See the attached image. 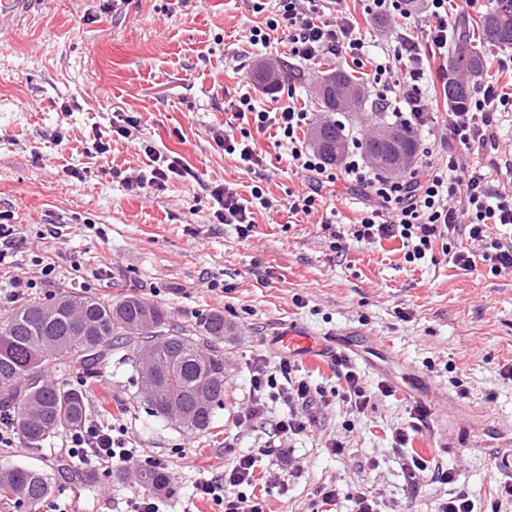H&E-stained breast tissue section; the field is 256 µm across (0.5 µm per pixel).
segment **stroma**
I'll return each mask as SVG.
<instances>
[{
  "label": "stroma",
  "instance_id": "obj_1",
  "mask_svg": "<svg viewBox=\"0 0 512 512\" xmlns=\"http://www.w3.org/2000/svg\"><path fill=\"white\" fill-rule=\"evenodd\" d=\"M366 0H345L361 22L369 54L394 32L419 33L427 24L425 4L405 14L366 19ZM253 0H0V224H16L23 236L17 257L25 276L40 268L26 240L47 223L61 225V238L44 248L62 267L53 287L33 293L49 300L58 291L88 292L105 299L141 295L158 302L171 326L194 324L219 310L235 327L224 339V409L209 434L151 416L131 383L128 349L116 346L92 380L89 404L124 410L134 447L167 458L179 480L162 492V512H218L194 499L198 480L223 473L242 454L263 445L270 423L238 427L236 410L249 394L248 364L259 354L277 358L269 339L289 324L322 336L355 330L415 364L467 416L455 420L463 445L433 448L416 435L412 448L456 470L460 485L479 512L490 506L504 476L489 454L512 439V382L499 375L512 364V275L467 274L442 251L417 264L404 260L399 241L347 244L335 252L324 218L335 227L360 217L362 192L343 185L324 188L317 214L288 210L289 194L305 193L308 180L296 171L274 130L256 135L264 163L244 169L225 154L213 134L240 124L228 105L246 93L270 110L291 103L311 122L323 120L316 83L323 71L341 67L364 78L369 64L343 55L302 63L280 41L253 46L249 30L261 24ZM288 70L278 91L253 83L255 65ZM136 118L130 137L118 136V117ZM111 149L99 155L95 136ZM178 158L183 176L165 190L136 194L123 178L145 169L140 147ZM226 184L241 198L262 185L271 208L253 204L251 237L234 225L215 223L212 191ZM111 272L96 277L98 267ZM218 281L210 290L209 281ZM409 405L395 395L371 402L364 413L330 405L316 414L304 436L290 447L273 448L257 459L252 491L266 512H319L318 487H335V512H354L359 494L373 495L382 512H434L447 485L426 480L410 489L392 446V433L408 419ZM342 439L336 453L328 440ZM10 456L53 476L45 512H64L72 478L60 438L42 451L10 449ZM298 459L299 476L287 488L270 475L286 473ZM88 501L108 497L115 512L140 491L137 473L89 471Z\"/></svg>",
  "mask_w": 512,
  "mask_h": 512
}]
</instances>
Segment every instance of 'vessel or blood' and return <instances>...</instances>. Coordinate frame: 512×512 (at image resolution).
I'll return each instance as SVG.
<instances>
[{"label": "vessel or blood", "mask_w": 512, "mask_h": 512, "mask_svg": "<svg viewBox=\"0 0 512 512\" xmlns=\"http://www.w3.org/2000/svg\"><path fill=\"white\" fill-rule=\"evenodd\" d=\"M485 166L493 178L512 185V154L497 148L494 141H486L481 149ZM280 351L291 357L304 360L333 358L337 350H344L358 356L366 367L385 379H399V391L411 405H422L429 409L435 428L432 444L444 447V425L448 421V410L442 407L439 400L431 399L424 381L415 377L412 367H404L402 372H395V359L389 353L378 348L367 346L354 340L349 332L339 330L327 338L313 336L306 329L297 325H289L287 333L276 341Z\"/></svg>", "instance_id": "vessel-or-blood-1"}]
</instances>
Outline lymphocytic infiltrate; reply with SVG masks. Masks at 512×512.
<instances>
[{
    "instance_id": "lymphocytic-infiltrate-1",
    "label": "lymphocytic infiltrate",
    "mask_w": 512,
    "mask_h": 512,
    "mask_svg": "<svg viewBox=\"0 0 512 512\" xmlns=\"http://www.w3.org/2000/svg\"><path fill=\"white\" fill-rule=\"evenodd\" d=\"M342 2L269 0L265 24L250 29L249 41L255 46L268 45L272 33L284 26L288 29V52L301 62L323 56L364 57L366 38L358 21L342 9ZM425 13L429 24L424 37L396 33L383 49L381 58L371 62L370 86L377 110L414 128L427 127L433 119L422 82L427 57L448 50V0H426ZM230 107L238 119L244 120L245 126L236 135L216 132L214 140L223 146L225 153L237 156L247 171L256 170L263 158L254 148L253 135L272 127L287 144L296 169L307 174L309 189L292 197L289 202L292 213H313L323 188L341 181L349 188H363L368 206L357 222L339 231V239L357 244L400 241L405 250L404 259L409 263L424 259L438 247L466 273L512 274V194L492 188L486 167L452 157L442 165L428 164L425 172L410 179L394 181L372 171L363 160L361 142L355 137L342 166L334 170L297 137L298 130L309 123L305 110L291 105L273 111L260 109L246 94L232 100ZM500 112H512V96L502 93L492 79L478 95L470 98L465 111L450 113L451 139L463 150L480 149ZM144 152L151 166L149 170L125 176L128 190L160 191L171 179L181 176L177 161L156 154L150 146ZM214 196L219 204L214 212L217 223L235 225L241 238L250 237L254 221L238 193L224 186L215 188ZM17 233L14 225H0V271L10 273L0 295L12 303L21 301L36 288L51 286L61 276L54 259L48 255L40 259L39 278L15 274L12 259ZM335 364L341 382L339 399L350 411L364 412L373 399L394 396L393 387L387 383H378L373 388L366 386L348 358H336ZM279 401L287 402L288 412L276 421L275 436L285 446L306 433L314 420V410L329 403L330 398L326 390L305 377L299 361L288 358L273 361L258 356L251 364L248 403L239 413L238 424L247 427L263 419L271 404ZM428 417V409L410 408L407 425L392 434L409 486L417 487L428 477L435 479L450 487L436 512H476L474 501L459 487L456 472L443 468L435 459L408 451L412 434L427 428ZM124 433V428L90 415L80 429L63 434L62 445L68 460L93 459L109 470L127 466L137 456L136 449L128 447ZM255 463L253 454L239 456L220 478L197 483L196 498L215 502L222 512H265L264 504L244 491L252 483Z\"/></svg>"
}]
</instances>
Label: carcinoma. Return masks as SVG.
<instances>
[{"label":"carcinoma","instance_id":"cac0c4a2","mask_svg":"<svg viewBox=\"0 0 512 512\" xmlns=\"http://www.w3.org/2000/svg\"><path fill=\"white\" fill-rule=\"evenodd\" d=\"M512 49V0H491L479 30L463 29L452 39L450 69L478 76L489 58L484 43ZM269 90L285 80V73L257 65L252 73ZM359 86V78L346 69H331L322 80ZM470 98V86L462 80L448 82V105L460 109ZM404 150L414 155L422 139L417 130L398 125ZM323 143L320 154L339 164L348 150L344 127L331 121L317 124ZM233 326L224 313L210 311L188 327L172 328L167 313L157 303L138 295L102 299L93 295L61 292L48 302H27L0 320V410L11 413L25 447H42L63 429L76 430L87 417L86 387H73L52 376L68 362L89 379L98 373L118 343L136 351L151 346L163 367L179 362L176 404L193 413L181 422L184 429L207 432L224 409V337ZM149 412L170 419V405L140 390ZM142 485L148 491L167 490V475L156 468L144 470ZM50 494V475L39 467L0 462V504L17 512H40Z\"/></svg>","mask_w":512,"mask_h":512}]
</instances>
